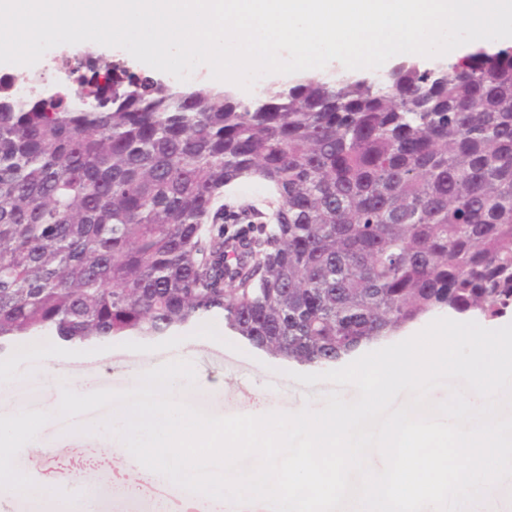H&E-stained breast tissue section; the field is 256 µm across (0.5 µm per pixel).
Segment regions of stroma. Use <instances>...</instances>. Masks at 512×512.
I'll return each instance as SVG.
<instances>
[{"mask_svg":"<svg viewBox=\"0 0 512 512\" xmlns=\"http://www.w3.org/2000/svg\"><path fill=\"white\" fill-rule=\"evenodd\" d=\"M192 362L194 388L179 387L177 397L218 416L248 415L260 400L278 408L324 407L330 383L306 385L283 373L284 366L253 350L224 329L215 317L152 342L113 340L110 350L91 356L59 358L71 378H92L97 389L124 391L146 365ZM55 380L43 371L0 383V415L23 409L52 411L58 402ZM37 449L20 451L16 464L34 481L61 487L79 482L90 491L96 512H182L183 497L169 481L134 478L133 465L112 463L107 441L98 434L65 432L55 424L37 438Z\"/></svg>","mask_w":512,"mask_h":512,"instance_id":"1","label":"stroma"}]
</instances>
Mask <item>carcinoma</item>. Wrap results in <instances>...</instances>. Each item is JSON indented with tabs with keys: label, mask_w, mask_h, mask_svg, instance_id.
Masks as SVG:
<instances>
[{
	"label": "carcinoma",
	"mask_w": 512,
	"mask_h": 512,
	"mask_svg": "<svg viewBox=\"0 0 512 512\" xmlns=\"http://www.w3.org/2000/svg\"><path fill=\"white\" fill-rule=\"evenodd\" d=\"M25 101L0 75V354L211 316L335 368L448 315L512 313V49L441 78L303 74L245 102L88 57ZM243 180L261 206L224 197Z\"/></svg>",
	"instance_id": "cac0c4a2"
}]
</instances>
